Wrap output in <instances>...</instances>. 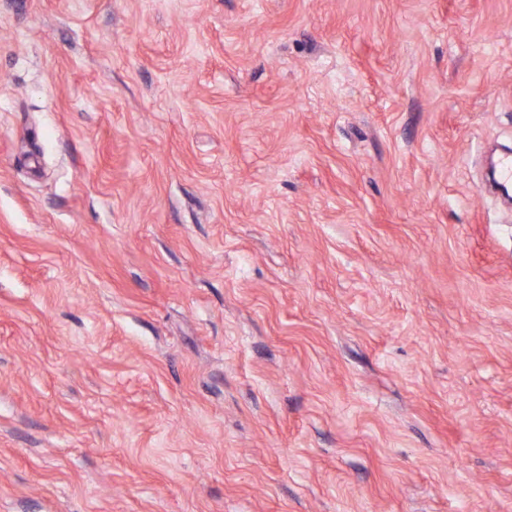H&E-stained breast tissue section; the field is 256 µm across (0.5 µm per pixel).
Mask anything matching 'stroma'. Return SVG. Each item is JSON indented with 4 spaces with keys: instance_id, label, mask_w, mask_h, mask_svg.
Returning a JSON list of instances; mask_svg holds the SVG:
<instances>
[{
    "instance_id": "1",
    "label": "stroma",
    "mask_w": 512,
    "mask_h": 512,
    "mask_svg": "<svg viewBox=\"0 0 512 512\" xmlns=\"http://www.w3.org/2000/svg\"><path fill=\"white\" fill-rule=\"evenodd\" d=\"M512 0H0V512H512Z\"/></svg>"
}]
</instances>
